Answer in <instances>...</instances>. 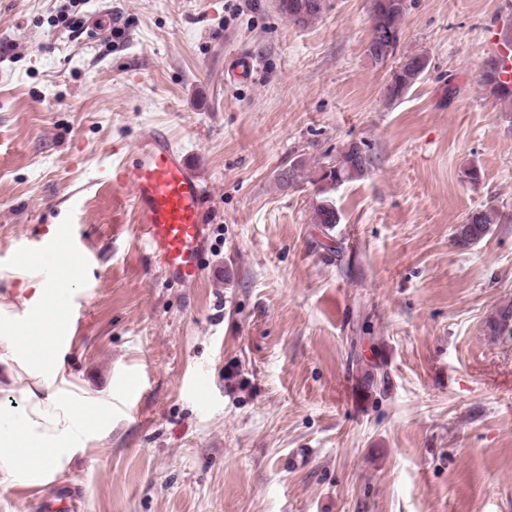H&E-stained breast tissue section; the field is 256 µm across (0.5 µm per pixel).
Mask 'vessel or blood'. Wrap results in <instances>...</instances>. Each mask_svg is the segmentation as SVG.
<instances>
[{
    "instance_id": "obj_1",
    "label": "vessel or blood",
    "mask_w": 512,
    "mask_h": 512,
    "mask_svg": "<svg viewBox=\"0 0 512 512\" xmlns=\"http://www.w3.org/2000/svg\"><path fill=\"white\" fill-rule=\"evenodd\" d=\"M258 67L253 55L236 52L224 60L227 79L253 78ZM112 184L129 193L137 223L142 226L141 240L151 262L170 282L190 286L205 273L212 248L211 198L199 171L187 154L163 130H155L136 146L131 161L112 170ZM78 248L70 225H60L49 240L19 246L20 261L54 267L60 252ZM65 331L54 341L62 348L75 349L77 336L71 328L79 327L81 310L69 297L60 300ZM69 499L72 512H85L86 498L80 489L50 490L44 500L47 512H53L57 500Z\"/></svg>"
}]
</instances>
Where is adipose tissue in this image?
Wrapping results in <instances>:
<instances>
[{"label": "adipose tissue", "instance_id": "obj_1", "mask_svg": "<svg viewBox=\"0 0 512 512\" xmlns=\"http://www.w3.org/2000/svg\"><path fill=\"white\" fill-rule=\"evenodd\" d=\"M13 277L17 300L0 304V391L17 394L20 410L0 426V484L38 489L69 473L85 441L110 424L112 406L58 383L50 338L60 330L54 312L63 282L23 262Z\"/></svg>", "mask_w": 512, "mask_h": 512}]
</instances>
